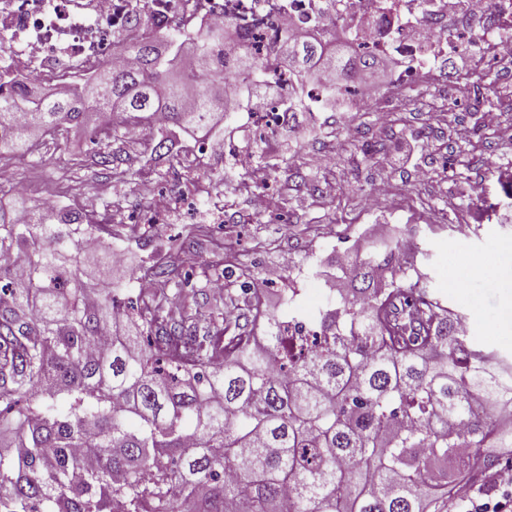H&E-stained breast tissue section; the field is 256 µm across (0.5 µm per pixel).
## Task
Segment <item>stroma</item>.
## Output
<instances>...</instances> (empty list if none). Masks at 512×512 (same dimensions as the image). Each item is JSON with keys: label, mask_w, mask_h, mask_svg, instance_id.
Here are the masks:
<instances>
[{"label": "stroma", "mask_w": 512, "mask_h": 512, "mask_svg": "<svg viewBox=\"0 0 512 512\" xmlns=\"http://www.w3.org/2000/svg\"><path fill=\"white\" fill-rule=\"evenodd\" d=\"M465 82L439 84L413 92L395 112L392 123L380 127L374 113L357 116L353 125L340 123L337 113L318 116L298 113L292 126L259 137L243 112H229L214 129L224 147L210 153L195 133L174 129L181 159L175 170L159 174L150 162L148 137L124 140L122 163L82 168V161L98 150L102 115L91 114L87 124L46 140L34 154H18L0 161V207L40 201L56 195L69 209L98 217L109 208L130 212V224L112 225L101 235L102 244L120 250L125 262L114 270H100L87 278L88 287L106 284L126 289L152 263L182 266L193 254L198 268L228 269L260 288L264 308L283 318H318L336 302V279L353 278L354 269H340L338 252L366 257L376 235L374 227L387 224L391 235L412 238L407 251L418 273L450 307L474 319V344L512 363V210L485 218V205L468 194L471 182H485L491 197L501 193L500 176L512 172V145L487 138L482 146L466 145V154L484 149L498 153L501 173L473 168L457 176L443 171L445 159L457 150L448 140L449 120L472 124L482 120L469 111ZM413 133L423 150L419 162L438 167L434 182H417L413 175L389 172L361 159L360 147L382 142L395 149L402 134ZM337 156L334 169L320 159ZM249 154L254 167L266 169L268 190L280 198V210L261 214L253 210L255 184L235 161ZM389 180L390 197L368 206L366 194L378 180ZM23 182L24 195L11 194ZM166 193L173 207L156 215L153 195ZM447 209L451 218L471 220L468 236L460 237L431 226L430 215ZM151 231H144V223ZM288 260L282 283L271 284L265 271Z\"/></svg>", "instance_id": "obj_1"}]
</instances>
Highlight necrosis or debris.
<instances>
[{
  "instance_id": "necrosis-or-debris-1",
  "label": "necrosis or debris",
  "mask_w": 512,
  "mask_h": 512,
  "mask_svg": "<svg viewBox=\"0 0 512 512\" xmlns=\"http://www.w3.org/2000/svg\"><path fill=\"white\" fill-rule=\"evenodd\" d=\"M452 0H0V81L37 78L60 86L88 77L117 61L114 37L129 34L136 18L153 31L195 32L232 23L266 68L279 97L247 113L255 128L288 127L293 111L324 112V82L288 106L292 79L281 64L287 40L306 34L324 42L345 40L378 59L393 60L389 86L402 93L413 84L440 80L462 40L479 33L483 60L512 57V0H475V9H455Z\"/></svg>"
}]
</instances>
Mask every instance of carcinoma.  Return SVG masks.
Returning a JSON list of instances; mask_svg holds the SVG:
<instances>
[{
  "label": "carcinoma",
  "mask_w": 512,
  "mask_h": 512,
  "mask_svg": "<svg viewBox=\"0 0 512 512\" xmlns=\"http://www.w3.org/2000/svg\"><path fill=\"white\" fill-rule=\"evenodd\" d=\"M119 38L125 66L105 64L82 84L50 94L30 82L0 89V155L28 153L90 112L123 117L92 166L120 158L122 127L208 128L224 96V28ZM249 94L265 69L238 44ZM296 89L318 67L339 75L336 94L375 58L304 39L286 48ZM155 162L176 158L163 130ZM17 222L0 208V512H441L460 482L499 464L512 447V374L458 336L461 315L399 268L400 241L360 261L337 289L314 341L288 334L243 281L222 304L198 301L188 275L154 265L157 288L121 302L87 288L79 234L99 225L70 211L49 220L41 203ZM28 276L16 277L17 264ZM361 282L356 286L355 282ZM180 305L177 322L168 307ZM215 328L209 344L192 321ZM262 323L255 343L239 320ZM130 332L103 333L117 321Z\"/></svg>",
  "instance_id": "carcinoma-1"
}]
</instances>
